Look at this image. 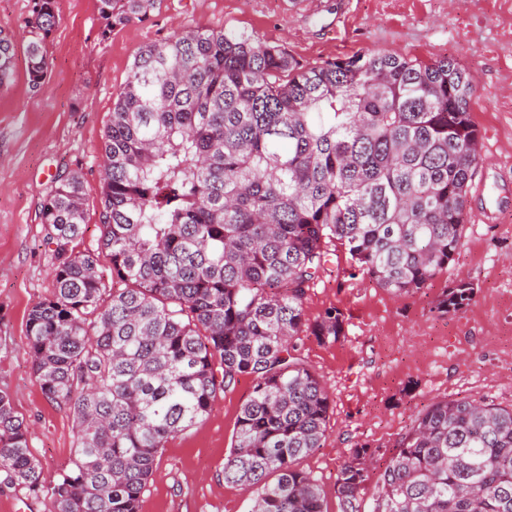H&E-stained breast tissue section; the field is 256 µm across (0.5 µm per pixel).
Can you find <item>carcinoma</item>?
<instances>
[{
    "mask_svg": "<svg viewBox=\"0 0 512 512\" xmlns=\"http://www.w3.org/2000/svg\"><path fill=\"white\" fill-rule=\"evenodd\" d=\"M97 2L107 33L161 0ZM56 22L57 0H32L34 90ZM14 56L0 34L1 92ZM472 95L446 59L302 64L203 27L146 44L104 134L97 249H80L78 174L58 176L41 205L53 290L27 314V353L42 394L72 414L73 466L46 480L0 390V489L48 493L54 512H140L159 451L247 375L224 483L257 488L250 512H326L298 461L322 446L331 398L295 341L336 343L344 319H309L307 291L339 245L396 296L448 269L480 160ZM472 295L459 282L433 309ZM372 461L358 445L340 466V512H360ZM376 471L371 512H512V408L436 402Z\"/></svg>",
    "mask_w": 512,
    "mask_h": 512,
    "instance_id": "1",
    "label": "carcinoma"
}]
</instances>
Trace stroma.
<instances>
[{
    "instance_id": "obj_1",
    "label": "stroma",
    "mask_w": 512,
    "mask_h": 512,
    "mask_svg": "<svg viewBox=\"0 0 512 512\" xmlns=\"http://www.w3.org/2000/svg\"><path fill=\"white\" fill-rule=\"evenodd\" d=\"M31 8L32 0H0V29L15 43L13 81L0 92V390L27 423L47 476L70 466L75 440L71 415L43 396L27 353V312L53 288L41 204L57 176L79 174L88 210L81 246L97 248L94 208L113 104L141 48L188 25L254 34L304 64L370 50L445 58L474 85V180L487 191L469 193L464 245L447 271L397 297L350 277L340 247L307 292L308 317L330 307L345 317L340 341L297 342L332 398L322 447L298 462L318 479L327 512H338L336 474L356 445L386 452L417 414L447 398L512 406V0H162L144 21L108 33L97 0H57L52 66L36 91L23 45ZM487 213L492 223H482ZM461 281L474 287L469 305L435 312V298ZM251 391V378L241 377L161 449L141 512H246L251 490L225 484L223 471Z\"/></svg>"
}]
</instances>
